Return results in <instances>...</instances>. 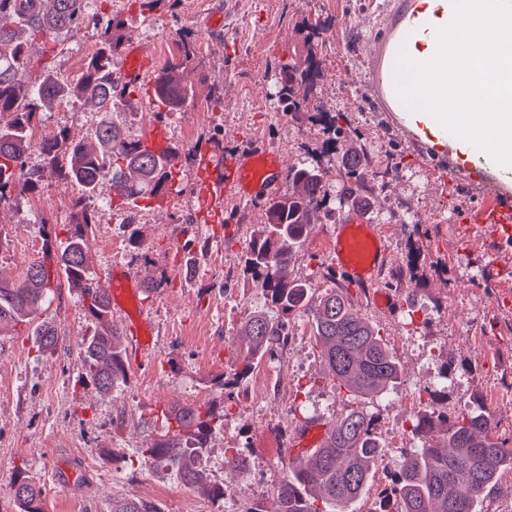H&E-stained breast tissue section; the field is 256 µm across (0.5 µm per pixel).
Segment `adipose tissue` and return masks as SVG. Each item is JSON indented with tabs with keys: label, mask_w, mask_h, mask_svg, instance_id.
I'll return each mask as SVG.
<instances>
[{
	"label": "adipose tissue",
	"mask_w": 512,
	"mask_h": 512,
	"mask_svg": "<svg viewBox=\"0 0 512 512\" xmlns=\"http://www.w3.org/2000/svg\"><path fill=\"white\" fill-rule=\"evenodd\" d=\"M443 4L444 0H417L414 17L400 27L404 35L401 64L411 76L400 98L406 119L439 148L447 147L448 130L453 127L462 140L481 141L487 153H496L502 142H512V113L502 109L503 104H512V80L503 79L497 66L498 54L506 44L505 35L494 18L483 14L473 15L468 29L448 35L436 24ZM451 41L459 46L479 43L478 61L459 95L492 101L495 111H456L454 100L448 97L442 55Z\"/></svg>",
	"instance_id": "adipose-tissue-1"
}]
</instances>
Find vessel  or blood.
<instances>
[{
    "mask_svg": "<svg viewBox=\"0 0 512 512\" xmlns=\"http://www.w3.org/2000/svg\"><path fill=\"white\" fill-rule=\"evenodd\" d=\"M480 12L500 19L512 27V0H448L447 29L454 32L464 27L470 14ZM449 56H460L459 64L448 67V88L456 90L465 83L467 68L474 63L472 52H458L456 46H448ZM397 50L392 35L376 42L371 58L373 80L382 83L385 72ZM154 65L153 57L139 42H130L120 65L121 84H134L146 79ZM144 144L160 153L171 148L172 142L166 125L152 124L145 135ZM475 174L471 189L481 197L480 207L474 209L468 221L472 224L491 225L496 237L512 238V205L507 198L512 195V142L502 156H479L470 159ZM281 160L276 149L268 145L253 146L223 158L202 178L196 192L200 210H210L224 200L263 202L281 194ZM331 266L343 273L350 287H373L384 273L389 262L388 245L378 225L368 220L357 209H348L335 224L328 240ZM111 309L123 320L126 354L135 365L142 366L157 351L153 338L152 322L148 305L142 299L140 276L114 264L109 277ZM327 423L312 419L295 432L293 444L298 453L309 455L321 447L328 436Z\"/></svg>",
    "mask_w": 512,
    "mask_h": 512,
    "instance_id": "b4317fda",
    "label": "vessel or blood"
}]
</instances>
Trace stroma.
Wrapping results in <instances>:
<instances>
[{"label":"stroma","mask_w":512,"mask_h":512,"mask_svg":"<svg viewBox=\"0 0 512 512\" xmlns=\"http://www.w3.org/2000/svg\"><path fill=\"white\" fill-rule=\"evenodd\" d=\"M398 0H157L142 10L132 0H84L85 22L76 31L37 38L34 59L54 56L59 78L76 82L98 44L97 19H125L124 37L144 43L158 67L178 54L183 34L194 35L198 61L187 77L194 102L178 112L150 103L151 81L130 88L112 112L73 102L45 111L44 137L66 131L89 141L102 120L128 138H143L139 112L171 122V136L184 156L175 186L181 208L141 200L129 206L103 202L88 245L98 288L108 289L113 261L125 263L149 282L157 354L128 369L110 393L93 384L80 352L90 322L79 289L59 281L41 314L53 322L58 343L40 352L32 327L0 331V512H18L16 481L44 491L46 512H112V503L137 499L157 512H276L273 486L285 480L295 459V426L281 412L303 409L305 417L329 421L345 411L346 391L323 381L326 367L311 320L290 316L292 337L256 372L270 371L271 393L255 397V381L218 389L212 380L231 376L246 353L241 332L248 317L268 311L259 283L244 269L251 237L264 221L261 204L221 207L215 222L196 203L201 159L263 141L280 152L285 168L303 160L339 166L325 131L328 121L351 128V145L369 168L396 165L398 175L382 188L363 191L367 215L379 224L390 248L381 288L404 300L406 311L377 309L373 291L349 287L331 267L327 241L332 222L312 224L294 273L316 293L346 291L362 317L378 328L400 366L388 394L363 399L368 412H382L408 390L430 387L423 359L427 345L439 348L438 368L464 377L462 391L438 394L436 407L480 405L497 434L512 446V261L493 266L497 253L512 257V240L491 229H472L464 217L477 199L454 175L456 154L439 151L404 124L399 113L378 108L369 69L370 47L385 33L384 15ZM222 15L220 27L209 24ZM330 28L312 35L317 20ZM312 52L318 73L309 112L266 111L250 97L251 87L277 88L281 63ZM67 186L47 177L40 194L0 205V278L16 281L44 249L60 251L73 222ZM200 406L213 412L202 480L185 484L174 470L154 462L147 446L167 430L166 412ZM242 417L228 426L231 408ZM246 447L247 465H226L227 449ZM214 488L227 498L211 497ZM250 491L247 499L236 498Z\"/></svg>","instance_id":"1"}]
</instances>
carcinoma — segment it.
Returning a JSON list of instances; mask_svg holds the SVG:
<instances>
[{"instance_id": "1", "label": "carcinoma", "mask_w": 512, "mask_h": 512, "mask_svg": "<svg viewBox=\"0 0 512 512\" xmlns=\"http://www.w3.org/2000/svg\"><path fill=\"white\" fill-rule=\"evenodd\" d=\"M83 0H0V15H29L32 27L20 31L0 22V201L8 195L34 194L50 172L65 184L77 186L82 195L97 194L104 183L118 190L116 198L127 203L139 196L157 197L172 182L181 152L157 156L142 142L131 140L111 122H101L90 134L92 145L75 143L64 132L37 143L33 126L43 111L57 102L73 98L90 100L100 112L125 96L113 81L114 61L123 43L124 23L112 18L102 24L99 48L88 60L80 82L62 84L50 62L32 75L28 40L39 34L66 32L81 24ZM180 57L169 62L156 76L154 91L172 112L182 109L195 96V88L183 77L194 65L196 42L185 35ZM312 52L303 60L281 66L283 77L277 97L285 112H303L313 98L315 72ZM43 157V169L26 167L32 150ZM329 169L302 162L288 171V189L266 203L267 231L252 239L245 255L246 270L261 282L275 315L253 314L244 326L246 357L233 377L215 380L220 389L238 383L251 369L253 358L273 353L288 340V319L295 311L311 317L314 338L328 369L330 385L346 390L353 400L382 393L395 385L400 368L385 339L359 316L343 293L333 290L314 296L308 284L292 277L297 246L303 241L316 215L332 218L327 179ZM341 178L354 180L347 188L352 195L366 179L362 161L347 154ZM65 246L48 262L50 245L43 259L32 262L18 282L0 280V326L24 321L37 312L52 291V280L65 278L81 289L87 299L92 331L84 339L83 358L98 389L112 392L126 379L125 360L119 336L112 328L108 294L93 285L90 277L88 232L96 224L95 214L81 203ZM39 349L51 351L57 343L52 322L37 329ZM178 432L165 433L149 445L147 453L173 470L187 483L199 477V466L208 446L207 421L200 409L189 406L171 411ZM377 419L352 404L332 423L325 444L309 456L295 461L278 492L279 512H327L326 506L342 508L357 501L369 486L381 458L382 446L375 436ZM421 445L405 453L391 484L381 490L382 512H477L481 499L496 485L499 474L512 468V448L496 436L489 415L481 411L460 414L431 412L417 419L414 427ZM19 512H44L43 489L18 483ZM112 512H157L147 503L126 499L112 503Z\"/></svg>"}]
</instances>
